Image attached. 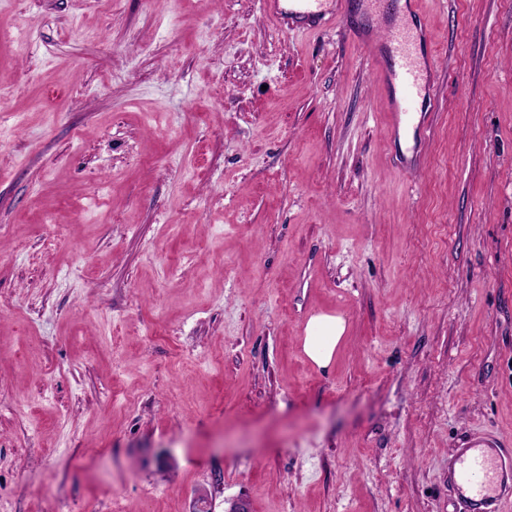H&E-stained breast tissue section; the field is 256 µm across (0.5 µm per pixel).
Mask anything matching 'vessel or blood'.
Segmentation results:
<instances>
[{"label": "vessel or blood", "instance_id": "b4317fda", "mask_svg": "<svg viewBox=\"0 0 512 512\" xmlns=\"http://www.w3.org/2000/svg\"><path fill=\"white\" fill-rule=\"evenodd\" d=\"M353 4L369 21L356 39L387 89L393 134L416 128V116L434 92L423 49L428 25L402 21L418 14V0H265L268 16L280 27L304 33L344 22ZM448 491L454 512H502V503L512 501V438L459 440L448 453Z\"/></svg>", "mask_w": 512, "mask_h": 512}]
</instances>
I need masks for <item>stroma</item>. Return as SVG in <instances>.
<instances>
[{
    "mask_svg": "<svg viewBox=\"0 0 512 512\" xmlns=\"http://www.w3.org/2000/svg\"><path fill=\"white\" fill-rule=\"evenodd\" d=\"M422 8L410 179L342 25L0 0V512H452L512 436V0ZM343 331V322L338 317L322 315L314 318L308 329L305 351L318 365H326ZM512 438L485 434L459 440L448 452L453 512H502L512 501Z\"/></svg>",
    "mask_w": 512,
    "mask_h": 512,
    "instance_id": "35a3bbf8",
    "label": "stroma"
}]
</instances>
